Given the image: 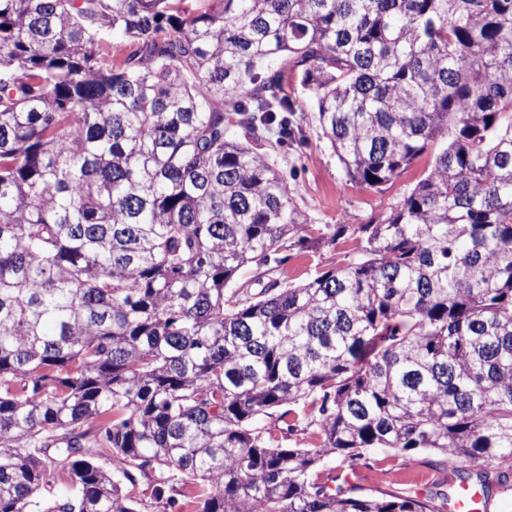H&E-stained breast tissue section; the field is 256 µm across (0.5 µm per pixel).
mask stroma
<instances>
[{
    "instance_id": "stroma-1",
    "label": "stroma",
    "mask_w": 512,
    "mask_h": 512,
    "mask_svg": "<svg viewBox=\"0 0 512 512\" xmlns=\"http://www.w3.org/2000/svg\"><path fill=\"white\" fill-rule=\"evenodd\" d=\"M303 145L270 143L266 150L275 166L286 176L298 203L315 224H346L357 226L387 213L422 179L433 161L432 154L415 160L394 180L377 188L350 182L329 141L312 122L302 126ZM359 242L348 235L336 245L319 252H293L282 268L283 278L300 284L314 275L316 268H329L336 261L355 257ZM454 474L442 456H429L420 463L406 455L374 451L368 465L359 467L355 482L365 492H374L386 481L396 479L409 489L424 493L427 488L447 480Z\"/></svg>"
}]
</instances>
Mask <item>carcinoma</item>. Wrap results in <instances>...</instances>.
<instances>
[{"instance_id": "obj_1", "label": "carcinoma", "mask_w": 512, "mask_h": 512, "mask_svg": "<svg viewBox=\"0 0 512 512\" xmlns=\"http://www.w3.org/2000/svg\"><path fill=\"white\" fill-rule=\"evenodd\" d=\"M182 2L0 0V512H141L140 481L163 512H443L488 497L486 464L507 485L512 0ZM278 61L349 180L436 148L427 177L312 223L263 147L296 138ZM349 232L357 259L281 278ZM374 448L458 484L332 486ZM283 86L284 92L295 104H300L307 111L311 110L312 103L301 84V74L298 70H293L291 66L284 68Z\"/></svg>"}]
</instances>
